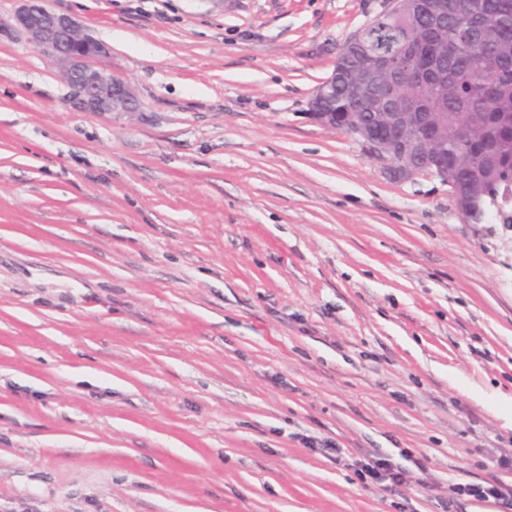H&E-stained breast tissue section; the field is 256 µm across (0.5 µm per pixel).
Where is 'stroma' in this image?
Wrapping results in <instances>:
<instances>
[{"label": "stroma", "mask_w": 512, "mask_h": 512, "mask_svg": "<svg viewBox=\"0 0 512 512\" xmlns=\"http://www.w3.org/2000/svg\"><path fill=\"white\" fill-rule=\"evenodd\" d=\"M48 6L141 109L0 37V512H496L512 224L310 115L387 0ZM356 473L361 480H371L387 489L399 486L404 481V472L393 465L389 460L378 458L375 460H367L364 462H356ZM450 489L456 498L469 497L479 502H493L501 509L499 512L512 511V486L490 482H485V484L457 483Z\"/></svg>", "instance_id": "35a3bbf8"}]
</instances>
